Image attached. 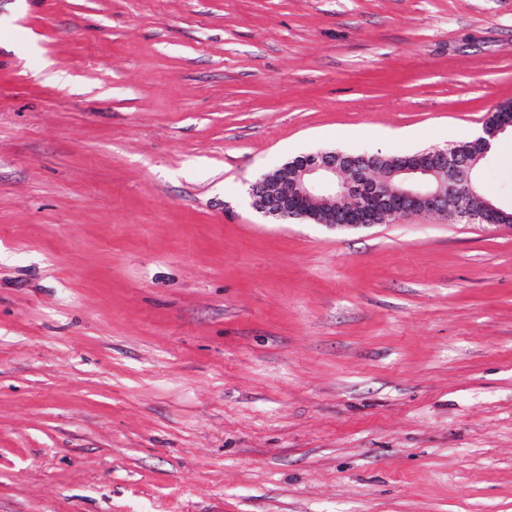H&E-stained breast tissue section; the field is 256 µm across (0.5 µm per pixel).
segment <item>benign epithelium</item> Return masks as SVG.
I'll return each mask as SVG.
<instances>
[{"label": "benign epithelium", "instance_id": "7a95c632", "mask_svg": "<svg viewBox=\"0 0 512 512\" xmlns=\"http://www.w3.org/2000/svg\"><path fill=\"white\" fill-rule=\"evenodd\" d=\"M512 131V113L485 123L472 139L473 148L429 149L413 156L384 158L322 151L297 157L274 173L252 182V206L281 219L302 218L330 227L385 224L410 214L454 216L462 223L504 221L512 206L489 199L476 211L461 207L463 191L489 157L493 142Z\"/></svg>", "mask_w": 512, "mask_h": 512}]
</instances>
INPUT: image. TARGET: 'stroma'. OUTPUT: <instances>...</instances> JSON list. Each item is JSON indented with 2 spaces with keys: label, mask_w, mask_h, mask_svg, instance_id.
<instances>
[{
  "label": "stroma",
  "mask_w": 512,
  "mask_h": 512,
  "mask_svg": "<svg viewBox=\"0 0 512 512\" xmlns=\"http://www.w3.org/2000/svg\"><path fill=\"white\" fill-rule=\"evenodd\" d=\"M505 104L512 0H0V512H512V230L247 194Z\"/></svg>",
  "instance_id": "obj_1"
}]
</instances>
